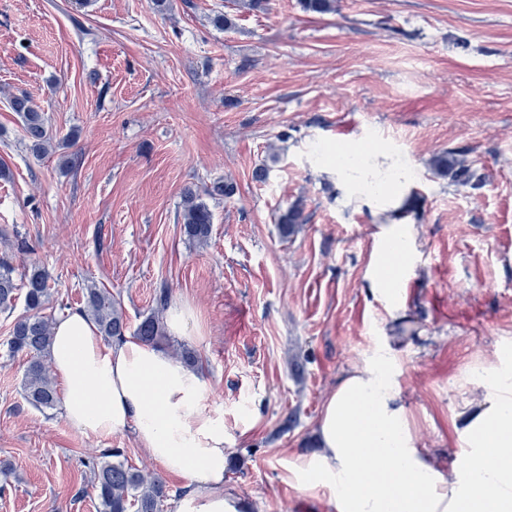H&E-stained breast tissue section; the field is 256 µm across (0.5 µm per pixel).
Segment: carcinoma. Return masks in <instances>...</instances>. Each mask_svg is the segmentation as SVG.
I'll list each match as a JSON object with an SVG mask.
<instances>
[{"label": "carcinoma", "mask_w": 512, "mask_h": 512, "mask_svg": "<svg viewBox=\"0 0 512 512\" xmlns=\"http://www.w3.org/2000/svg\"><path fill=\"white\" fill-rule=\"evenodd\" d=\"M13 111L20 114L29 148L38 155L47 154L57 147L66 145L71 136L55 141L50 133L44 114L27 96H15L10 101ZM435 172L454 182L478 183L481 178L471 169L459 165L454 152L448 151L433 160ZM234 186L216 180L204 190L185 188L182 202V224L188 239L206 244L211 235L212 212L203 197H231ZM302 214L293 207L279 218L282 233L288 235L294 225L300 223ZM50 275L44 266L33 262L24 268L21 282H16L14 267L7 261H0V311L9 312L14 308L19 291H24L26 315L13 323L7 344L12 354L28 357L24 372L22 396L32 407L40 410L54 408L59 395L49 375L45 358L54 336V320L45 314L50 302ZM84 313L97 326L101 336L110 341L125 335L126 323L120 302L112 292L95 285L86 289ZM141 342L155 346L166 339V330L159 316L150 314L135 330ZM94 490L97 512H162L168 497L165 482L155 474L145 473L128 464L123 453L117 448H102L84 460Z\"/></svg>", "instance_id": "carcinoma-1"}]
</instances>
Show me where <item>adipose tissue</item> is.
<instances>
[{
	"mask_svg": "<svg viewBox=\"0 0 512 512\" xmlns=\"http://www.w3.org/2000/svg\"><path fill=\"white\" fill-rule=\"evenodd\" d=\"M349 195L388 203L403 214L412 200L396 174L347 145L333 159ZM371 286L396 298L413 254L410 225H381ZM49 357L64 394V417L79 433L127 430L170 474L188 481L178 512H251L225 489L230 455L224 421L204 405L199 370L134 338L106 343L82 312L57 317ZM483 393L454 417L465 466L441 464L420 447L408 423L392 348L349 370L326 400L314 435L316 452L299 471L314 477L336 512H512V356L477 375Z\"/></svg>",
	"mask_w": 512,
	"mask_h": 512,
	"instance_id": "adipose-tissue-1",
	"label": "adipose tissue"
}]
</instances>
